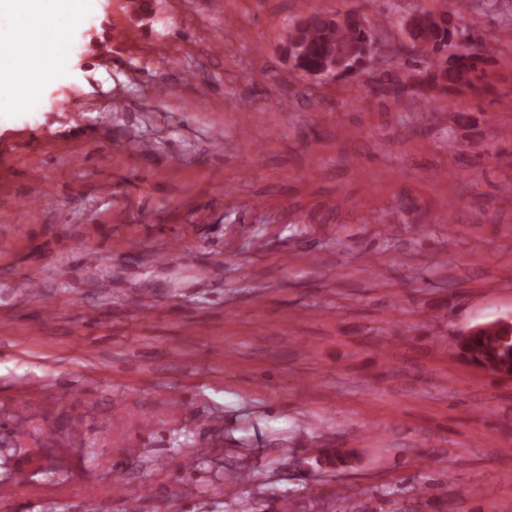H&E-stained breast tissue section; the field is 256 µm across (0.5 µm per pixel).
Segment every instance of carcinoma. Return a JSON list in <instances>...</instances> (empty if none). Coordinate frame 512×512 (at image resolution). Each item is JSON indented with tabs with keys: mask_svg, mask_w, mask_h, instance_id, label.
<instances>
[{
	"mask_svg": "<svg viewBox=\"0 0 512 512\" xmlns=\"http://www.w3.org/2000/svg\"><path fill=\"white\" fill-rule=\"evenodd\" d=\"M448 10H421L407 19L405 30L412 40L413 54L426 59L429 73L408 90L414 98L431 103L441 97L468 94L487 97L495 93V82L474 31L454 26ZM373 27L365 16L346 13L332 17L321 13L301 15L288 30V54L292 70L303 76L308 71L334 70L352 78L366 62L365 45ZM461 44L466 50L445 60L448 48ZM461 359L495 374L512 371V323L490 322L463 342ZM350 454L337 448L323 452L322 463L346 466Z\"/></svg>",
	"mask_w": 512,
	"mask_h": 512,
	"instance_id": "cac0c4a2",
	"label": "carcinoma"
}]
</instances>
